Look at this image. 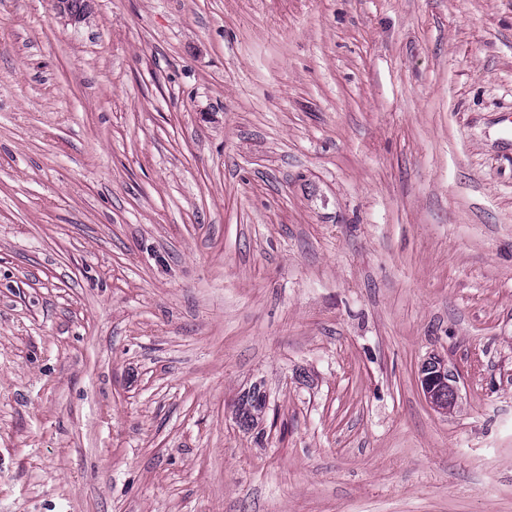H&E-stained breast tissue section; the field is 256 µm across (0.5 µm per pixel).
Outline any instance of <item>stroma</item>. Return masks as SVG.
Here are the masks:
<instances>
[{"instance_id": "obj_1", "label": "stroma", "mask_w": 512, "mask_h": 512, "mask_svg": "<svg viewBox=\"0 0 512 512\" xmlns=\"http://www.w3.org/2000/svg\"><path fill=\"white\" fill-rule=\"evenodd\" d=\"M0 512H512V0H0ZM94 0H56V9L72 20H83L91 16ZM265 409V395L261 386L254 385L252 390L244 394L238 402L239 419L248 427H254Z\"/></svg>"}]
</instances>
